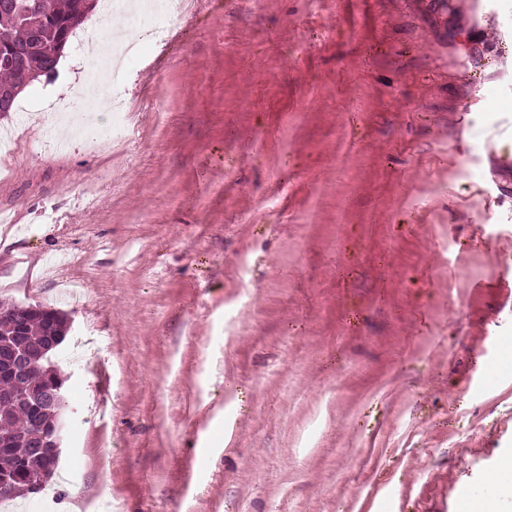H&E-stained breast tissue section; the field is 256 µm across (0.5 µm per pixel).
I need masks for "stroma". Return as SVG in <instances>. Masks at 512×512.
Masks as SVG:
<instances>
[{
	"instance_id": "stroma-1",
	"label": "stroma",
	"mask_w": 512,
	"mask_h": 512,
	"mask_svg": "<svg viewBox=\"0 0 512 512\" xmlns=\"http://www.w3.org/2000/svg\"><path fill=\"white\" fill-rule=\"evenodd\" d=\"M181 5L0 117V304L71 320L7 512H463L512 461V8Z\"/></svg>"
}]
</instances>
